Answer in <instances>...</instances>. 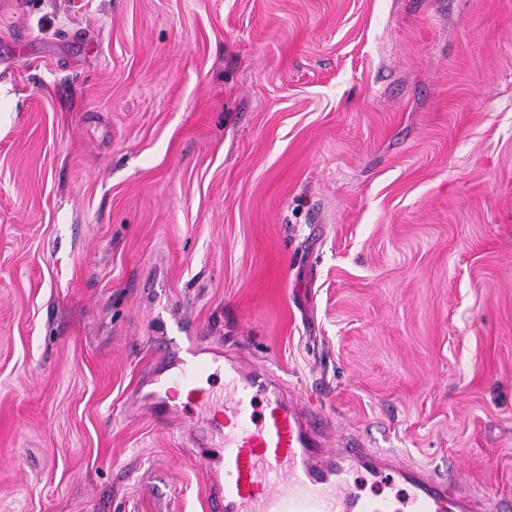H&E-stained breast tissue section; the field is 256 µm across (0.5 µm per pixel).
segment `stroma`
<instances>
[{
    "mask_svg": "<svg viewBox=\"0 0 512 512\" xmlns=\"http://www.w3.org/2000/svg\"><path fill=\"white\" fill-rule=\"evenodd\" d=\"M193 340L512 496V0L0 5V512H208Z\"/></svg>",
    "mask_w": 512,
    "mask_h": 512,
    "instance_id": "stroma-1",
    "label": "stroma"
}]
</instances>
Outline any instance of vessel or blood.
I'll return each instance as SVG.
<instances>
[{"instance_id": "b4317fda", "label": "vessel or blood", "mask_w": 512, "mask_h": 512, "mask_svg": "<svg viewBox=\"0 0 512 512\" xmlns=\"http://www.w3.org/2000/svg\"><path fill=\"white\" fill-rule=\"evenodd\" d=\"M217 374L218 392L208 385ZM150 383V415L195 430L210 512H512L511 500L359 439L331 447L316 409L243 354L192 345L169 354ZM358 468L399 480L403 494H361L350 481Z\"/></svg>"}]
</instances>
